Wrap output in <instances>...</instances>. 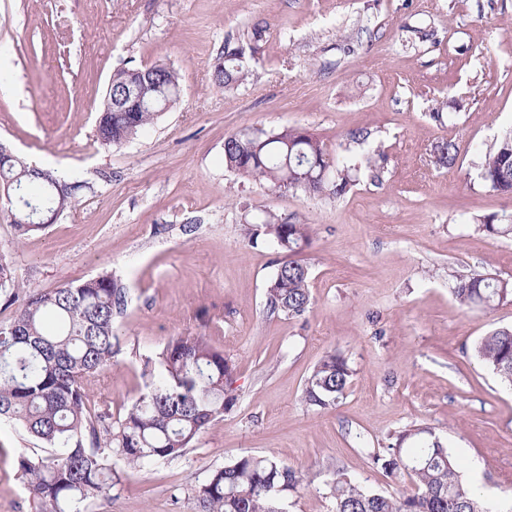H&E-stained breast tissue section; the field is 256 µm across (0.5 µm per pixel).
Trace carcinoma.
Instances as JSON below:
<instances>
[{
	"instance_id": "1",
	"label": "carcinoma",
	"mask_w": 512,
	"mask_h": 512,
	"mask_svg": "<svg viewBox=\"0 0 512 512\" xmlns=\"http://www.w3.org/2000/svg\"><path fill=\"white\" fill-rule=\"evenodd\" d=\"M246 75L245 51L224 44V57L213 80L230 88ZM137 84L136 99L111 108L105 99L97 139L105 147L121 146L152 125L179 97L177 73L163 64L120 69L114 88ZM263 142L251 149L239 134L224 140V165L274 190L300 189L313 194H340L350 184L344 153L363 145L370 132L352 131L340 151L331 154L302 128L253 129ZM459 147L441 141L434 163L451 168ZM480 177L491 190L512 197V131L490 148ZM10 182L27 206L59 216L76 202L84 187L46 169H34L24 158L0 164V185ZM482 228L491 237H512V218ZM248 242H270L283 258L268 279L265 307L271 316L298 318L310 305L309 268L291 259L311 245L310 225L280 223L267 216L244 226ZM464 307H489L512 297V281L472 274L453 290ZM18 304L15 316L0 326V420L18 425L51 448L46 457L18 455L17 473L37 512H86V505L112 499L123 486L125 469H140L183 456L238 399L233 365L207 336H177L143 359L145 388L127 412L117 418L108 409L87 408L90 384L112 367L120 351L114 319L127 304L126 291L112 274L102 273L52 291L28 290L10 265L0 260V296ZM477 357L501 379L512 383V327L498 328L475 346ZM347 361L326 352L303 389L305 403L315 409L336 405L350 383ZM118 455L124 467L112 463ZM389 475L408 474L415 491L399 496L367 488L336 471L328 484L334 512H490L463 480L464 463L448 453L429 427L404 429L395 441L373 455ZM303 482L301 473L277 458L247 454L210 472L198 490L202 512H287L285 502Z\"/></svg>"
}]
</instances>
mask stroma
I'll use <instances>...</instances> for the list:
<instances>
[{
    "label": "stroma",
    "mask_w": 512,
    "mask_h": 512,
    "mask_svg": "<svg viewBox=\"0 0 512 512\" xmlns=\"http://www.w3.org/2000/svg\"><path fill=\"white\" fill-rule=\"evenodd\" d=\"M266 31L246 80L214 85L225 42ZM166 64L180 95L119 147L96 136L110 77ZM0 142L86 184L42 232L18 237L0 193V256L28 287L52 290L110 272L127 292L121 350L94 385L95 405L126 411L144 356L204 335L235 368L238 401L179 458L128 470L88 512H201L209 472L243 454L305 473L288 512H331L336 469L402 494L408 476L371 458L395 432L425 425L466 460V481L512 503V387L475 342L512 326V298L460 307V277L512 279V238L481 219L512 214L486 188L480 157L512 131V0H0ZM300 127L328 151L356 129L361 166L349 190H269L224 165V139ZM454 167L433 163L438 142ZM269 214L311 227L299 258L311 305L270 317L264 289L279 255L242 227ZM328 351L348 360L335 406L309 408L307 378ZM40 441L0 424V512H35L17 476Z\"/></svg>",
    "instance_id": "obj_1"
}]
</instances>
